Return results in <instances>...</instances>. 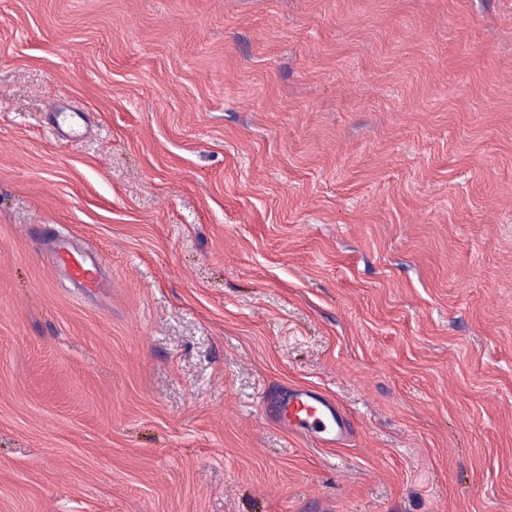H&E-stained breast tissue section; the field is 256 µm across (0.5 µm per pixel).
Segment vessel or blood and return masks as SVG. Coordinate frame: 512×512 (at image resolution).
I'll list each match as a JSON object with an SVG mask.
<instances>
[{
  "instance_id": "vessel-or-blood-1",
  "label": "vessel or blood",
  "mask_w": 512,
  "mask_h": 512,
  "mask_svg": "<svg viewBox=\"0 0 512 512\" xmlns=\"http://www.w3.org/2000/svg\"><path fill=\"white\" fill-rule=\"evenodd\" d=\"M49 241L53 257L64 267L71 284L90 296L106 294L108 282L100 272L99 252L67 246L55 235L50 236ZM263 409L290 433L324 448L342 445L353 435L352 423L340 404L309 387L277 391L264 400Z\"/></svg>"
}]
</instances>
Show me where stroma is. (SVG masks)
I'll return each instance as SVG.
<instances>
[{"mask_svg": "<svg viewBox=\"0 0 512 512\" xmlns=\"http://www.w3.org/2000/svg\"><path fill=\"white\" fill-rule=\"evenodd\" d=\"M0 512H512V0H0ZM51 252L55 260L64 267L67 280L79 287L88 296L103 297L108 288L107 280L101 275L100 252L69 248L55 234L49 237ZM263 409L290 433L324 448L342 445L353 435L352 423L340 404L309 387L279 390L264 400Z\"/></svg>", "mask_w": 512, "mask_h": 512, "instance_id": "35a3bbf8", "label": "stroma"}]
</instances>
